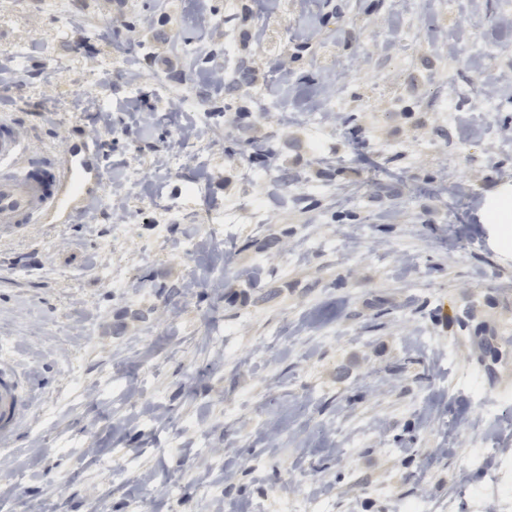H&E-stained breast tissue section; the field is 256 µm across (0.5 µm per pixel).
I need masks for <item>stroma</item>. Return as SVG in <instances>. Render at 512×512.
Masks as SVG:
<instances>
[{
    "label": "stroma",
    "instance_id": "1",
    "mask_svg": "<svg viewBox=\"0 0 512 512\" xmlns=\"http://www.w3.org/2000/svg\"><path fill=\"white\" fill-rule=\"evenodd\" d=\"M41 2L0 0V118L52 151L99 129L105 191L0 237L36 393L0 512H497L504 0Z\"/></svg>",
    "mask_w": 512,
    "mask_h": 512
}]
</instances>
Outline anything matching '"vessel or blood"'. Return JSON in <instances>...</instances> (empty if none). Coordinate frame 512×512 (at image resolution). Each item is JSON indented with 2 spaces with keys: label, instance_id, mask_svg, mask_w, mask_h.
Masks as SVG:
<instances>
[{
  "label": "vessel or blood",
  "instance_id": "1",
  "mask_svg": "<svg viewBox=\"0 0 512 512\" xmlns=\"http://www.w3.org/2000/svg\"><path fill=\"white\" fill-rule=\"evenodd\" d=\"M104 191L97 149L89 143L44 157L0 122V234H23L33 224H69ZM28 377L0 357V446L10 444L29 406Z\"/></svg>",
  "mask_w": 512,
  "mask_h": 512
}]
</instances>
